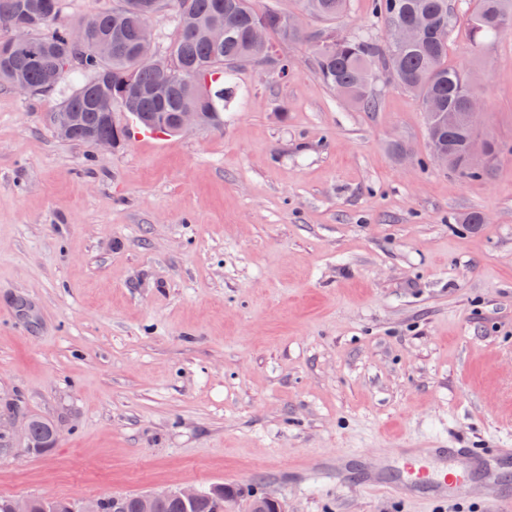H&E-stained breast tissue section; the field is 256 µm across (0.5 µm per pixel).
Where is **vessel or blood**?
<instances>
[{
    "mask_svg": "<svg viewBox=\"0 0 512 512\" xmlns=\"http://www.w3.org/2000/svg\"><path fill=\"white\" fill-rule=\"evenodd\" d=\"M398 486L427 499L443 493L461 492L482 483L488 512H512V487L504 486L500 473L512 469V448L497 449L483 456L476 448H427L410 450Z\"/></svg>",
    "mask_w": 512,
    "mask_h": 512,
    "instance_id": "b4317fda",
    "label": "vessel or blood"
}]
</instances>
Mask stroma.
<instances>
[{"mask_svg": "<svg viewBox=\"0 0 512 512\" xmlns=\"http://www.w3.org/2000/svg\"><path fill=\"white\" fill-rule=\"evenodd\" d=\"M448 63L475 73L505 148L465 178L428 158L424 112L381 76L341 102L305 44L292 75L249 63L224 124L59 139L76 88L0 86V427L60 428L0 454V495L91 500L236 485L287 512H487L312 473L355 451L512 448V30L472 53L475 0H449ZM308 31L383 37L370 0ZM483 214L464 224L463 214ZM25 418L19 429H14L9 433L10 447L5 439L0 437V452H8L14 448H23L30 446L31 433L34 448H26L29 451L44 452L50 450L54 445V440L50 430V421L41 417Z\"/></svg>", "mask_w": 512, "mask_h": 512, "instance_id": "35a3bbf8", "label": "stroma"}]
</instances>
